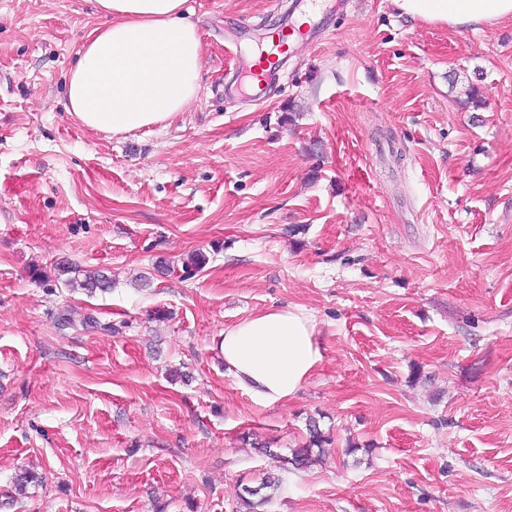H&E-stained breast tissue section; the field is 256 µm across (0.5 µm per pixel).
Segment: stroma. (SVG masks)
Segmentation results:
<instances>
[{
  "label": "stroma",
  "instance_id": "1",
  "mask_svg": "<svg viewBox=\"0 0 512 512\" xmlns=\"http://www.w3.org/2000/svg\"><path fill=\"white\" fill-rule=\"evenodd\" d=\"M303 3L187 0L198 97L112 136L66 110L95 0H0V512H243L267 471L260 512H512V21L324 0L325 36L245 88L230 49ZM471 84L485 108L459 106ZM62 260L111 292L57 282ZM289 304L323 362L262 406L220 340ZM312 418L332 448L281 469ZM22 468L44 482L18 495ZM264 489H269L270 493L260 496L258 504L252 502L249 498H246L244 496H241L240 498L244 502V504H246V506L249 507V509L254 508L264 502H267L272 498V494H275V493L279 492L281 489H283L282 482H281L280 478L278 476L277 477L274 476L271 473H264L263 478L261 479V483L257 488H255V489L245 488L244 492L246 494H248V496L256 497V496L260 495L261 490H264Z\"/></svg>",
  "mask_w": 512,
  "mask_h": 512
}]
</instances>
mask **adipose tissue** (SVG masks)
<instances>
[{"mask_svg": "<svg viewBox=\"0 0 512 512\" xmlns=\"http://www.w3.org/2000/svg\"><path fill=\"white\" fill-rule=\"evenodd\" d=\"M186 0H96L111 22L79 53L68 78V111L94 130L121 135L161 126L198 94L201 42L183 18ZM411 18L450 26L512 19V0H392ZM313 320L298 306L270 309L225 328L229 372L254 401L301 389L323 360Z\"/></svg>", "mask_w": 512, "mask_h": 512, "instance_id": "1", "label": "adipose tissue"}]
</instances>
